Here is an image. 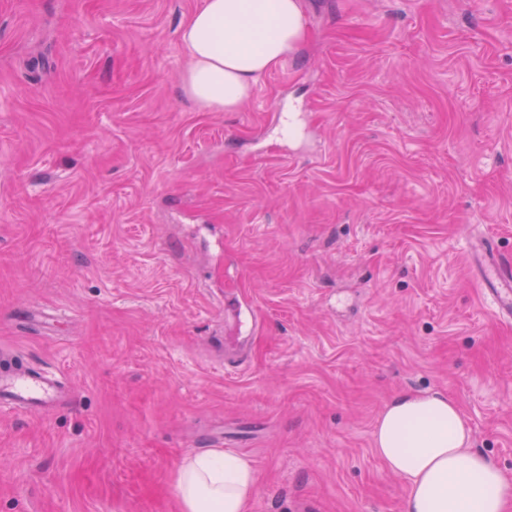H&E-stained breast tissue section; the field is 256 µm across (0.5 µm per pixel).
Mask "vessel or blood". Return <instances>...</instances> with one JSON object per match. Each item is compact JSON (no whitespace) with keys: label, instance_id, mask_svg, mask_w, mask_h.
<instances>
[{"label":"vessel or blood","instance_id":"b4317fda","mask_svg":"<svg viewBox=\"0 0 512 512\" xmlns=\"http://www.w3.org/2000/svg\"><path fill=\"white\" fill-rule=\"evenodd\" d=\"M480 288L495 298L499 313L512 317V264L486 249L480 261ZM66 400L62 383L20 361L0 367V411H48Z\"/></svg>","mask_w":512,"mask_h":512}]
</instances>
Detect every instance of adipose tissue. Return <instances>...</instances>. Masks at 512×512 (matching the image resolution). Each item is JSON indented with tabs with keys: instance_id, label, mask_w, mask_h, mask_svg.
I'll return each instance as SVG.
<instances>
[{
	"instance_id": "adipose-tissue-1",
	"label": "adipose tissue",
	"mask_w": 512,
	"mask_h": 512,
	"mask_svg": "<svg viewBox=\"0 0 512 512\" xmlns=\"http://www.w3.org/2000/svg\"><path fill=\"white\" fill-rule=\"evenodd\" d=\"M306 34L303 0H202L179 29L183 94L207 112H231L281 66ZM376 454L406 479V512H512V483L472 445L456 401L403 393L380 413ZM257 488L251 459L231 448L187 456L174 491L180 512H247Z\"/></svg>"
}]
</instances>
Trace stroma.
I'll return each instance as SVG.
<instances>
[{
	"instance_id": "obj_1",
	"label": "stroma",
	"mask_w": 512,
	"mask_h": 512,
	"mask_svg": "<svg viewBox=\"0 0 512 512\" xmlns=\"http://www.w3.org/2000/svg\"><path fill=\"white\" fill-rule=\"evenodd\" d=\"M200 3L0 0V356L69 399L0 416V512H177L207 448L249 512H404L407 392L512 479V0H304L233 112L180 90ZM480 288L496 299L498 311L512 317V265L500 260L493 248H486L480 260ZM256 488L253 462L231 448L187 456L174 485L180 512H247Z\"/></svg>"
}]
</instances>
